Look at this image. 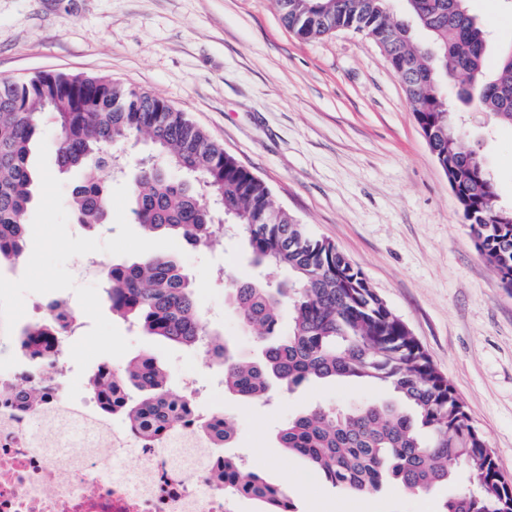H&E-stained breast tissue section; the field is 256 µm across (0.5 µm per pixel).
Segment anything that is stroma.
Listing matches in <instances>:
<instances>
[{
    "instance_id": "35a3bbf8",
    "label": "stroma",
    "mask_w": 512,
    "mask_h": 512,
    "mask_svg": "<svg viewBox=\"0 0 512 512\" xmlns=\"http://www.w3.org/2000/svg\"><path fill=\"white\" fill-rule=\"evenodd\" d=\"M492 33L512 44V0H468ZM42 71L109 77L165 98L220 142L271 191L278 208L336 244L407 324L447 377L503 473L512 479V289L502 287L462 222L404 87L381 47L339 30L297 38L275 0H0V78ZM463 142L479 148L502 204L512 205V125L461 108ZM208 329L254 355L215 275L254 278L243 246L181 245ZM131 346L124 361L154 358L172 385L195 377L202 411L231 418V454L285 484L294 512H440L455 491L409 496L394 486L337 491L275 440L317 403L385 399L353 381L308 384L270 403L216 392L219 370L197 352L117 321Z\"/></svg>"
}]
</instances>
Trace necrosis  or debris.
<instances>
[{"instance_id":"necrosis-or-debris-1","label":"necrosis or debris","mask_w":512,"mask_h":512,"mask_svg":"<svg viewBox=\"0 0 512 512\" xmlns=\"http://www.w3.org/2000/svg\"><path fill=\"white\" fill-rule=\"evenodd\" d=\"M13 364L0 365V512H233L215 484L200 412L176 432L144 439L112 424L93 394L70 400L67 378L46 372L40 404L24 407ZM133 449L127 471L112 462Z\"/></svg>"}]
</instances>
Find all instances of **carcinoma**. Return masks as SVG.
I'll return each mask as SVG.
<instances>
[{
	"label": "carcinoma",
	"mask_w": 512,
	"mask_h": 512,
	"mask_svg": "<svg viewBox=\"0 0 512 512\" xmlns=\"http://www.w3.org/2000/svg\"><path fill=\"white\" fill-rule=\"evenodd\" d=\"M392 2L277 0V6L300 39L352 29L383 48L407 86L417 123L433 130L430 149L456 186L464 224L503 287L511 289L512 223L494 222L504 205L479 150L462 143L457 109L442 78H474L458 99L474 101L512 125V49L490 75L487 32L468 12L466 0H405L403 20L394 18ZM418 31L435 49L415 43ZM47 118L59 130L60 170L83 171L70 196L80 223L95 227L106 218L110 195L100 172L114 164L112 147L143 136L150 151L140 159L131 193L144 233L212 248L229 232L247 245L254 265L291 273L283 282L249 279L227 286L228 300L261 354L243 358L209 339L205 354L224 374L225 391L251 401L309 381L353 379L388 393L385 400L346 409H307L278 430L279 447L343 493H374L391 483L421 494L461 479V489L444 501L442 512H512V481L501 473L451 384L361 269L333 242L309 234L288 211L274 208L264 182L160 96L108 78L62 73L0 80V263L16 262L26 248L29 157ZM170 169L181 177L169 176ZM103 279L112 314L130 325L192 350L208 339L194 285L176 257L146 253L110 266ZM284 306L291 322L281 335ZM64 336V326L47 318L25 326L18 346L31 358L46 360L62 349ZM132 389L139 392L136 400ZM87 390L98 395L106 414L122 416L147 438L177 424L191 407L150 357L120 370L98 365ZM203 434L227 448L232 424L218 416ZM216 481L227 495L246 492L275 512H292L282 504L285 489L242 466L236 456L224 455Z\"/></svg>",
	"instance_id": "obj_1"
}]
</instances>
